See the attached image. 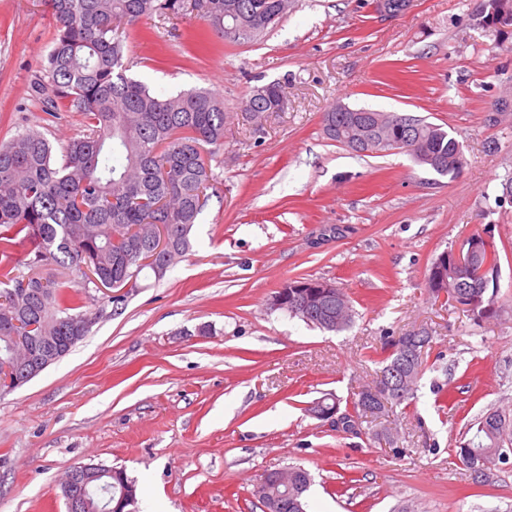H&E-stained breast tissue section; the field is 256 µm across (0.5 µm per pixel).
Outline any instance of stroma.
<instances>
[{
    "mask_svg": "<svg viewBox=\"0 0 512 512\" xmlns=\"http://www.w3.org/2000/svg\"><path fill=\"white\" fill-rule=\"evenodd\" d=\"M483 4L414 0L391 18L373 0H293L236 46L191 11L136 26L131 77L159 95L224 96L217 194L162 280L143 274L119 310L83 292L88 335L0 395V512H66L60 483L78 463L125 468L155 512H264L257 482L292 465L313 479L307 512H512V457L487 485L453 452L483 410L512 412V115L488 121L512 96V26L480 24ZM52 38L45 0H0V142L32 125L57 150L80 136L78 114L50 118L31 95ZM273 81L285 109L253 123L244 103ZM339 104L442 125L465 164L449 178L402 152L357 155L323 133ZM488 226L503 312L479 324L434 302L426 274ZM298 277L343 288L351 327L323 332L271 309ZM412 330L433 348L409 407L355 433L308 413L371 385L373 351ZM441 390L454 398L444 411Z\"/></svg>",
    "mask_w": 512,
    "mask_h": 512,
    "instance_id": "35a3bbf8",
    "label": "stroma"
}]
</instances>
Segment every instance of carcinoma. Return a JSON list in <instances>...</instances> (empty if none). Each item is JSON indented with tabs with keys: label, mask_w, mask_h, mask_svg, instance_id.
Returning a JSON list of instances; mask_svg holds the SVG:
<instances>
[{
	"label": "carcinoma",
	"mask_w": 512,
	"mask_h": 512,
	"mask_svg": "<svg viewBox=\"0 0 512 512\" xmlns=\"http://www.w3.org/2000/svg\"><path fill=\"white\" fill-rule=\"evenodd\" d=\"M201 19L227 44L252 42L282 18L291 0H206ZM55 37L47 59L48 80L38 79L32 92L42 111L49 115L76 112L83 132L62 148L61 160L45 134L29 127L6 143H0V360L20 359L27 349L44 341L62 346L66 356L77 344L73 325L84 314L77 312L78 294L64 285L55 268L82 279L86 288H112L115 282L139 279L151 266L139 261L148 255L158 225L166 227L169 247L163 261L166 273L192 248L191 231L216 191L204 146L216 152L224 148L228 113L221 94L180 91L159 96L145 83L126 74L125 42L131 28L144 17L177 13L183 0H48ZM486 21L512 25V0H487ZM285 93L278 82L256 90L245 101L244 111L253 119L281 112ZM326 136L350 147L364 136L382 154L399 138L420 152L415 161L434 172L455 177L461 151L444 127L404 112L352 108L332 109L323 115ZM488 247L476 257V265L489 267V277L476 288H459L450 271L439 283L429 271L426 285L436 300L468 313L493 319L502 309L501 261L492 227L485 228ZM32 244L34 258L28 272L14 259L17 239ZM303 305L284 308L290 316L329 332L350 326L354 311L345 292L334 288L324 295L319 289L302 298ZM433 337L406 333L386 341L374 352L382 365L381 397L385 404L400 406L413 398L416 383L427 365ZM345 424L358 425L371 415L375 402L364 391L349 402ZM469 438L459 441L456 454L462 461L486 468L505 458L512 449V416L496 407L483 412ZM294 482L288 488L267 492L278 499L272 512H306L310 474L290 467ZM136 484L122 469L118 476L92 482L85 512H105L116 503L122 485Z\"/></svg>",
	"instance_id": "obj_1"
}]
</instances>
